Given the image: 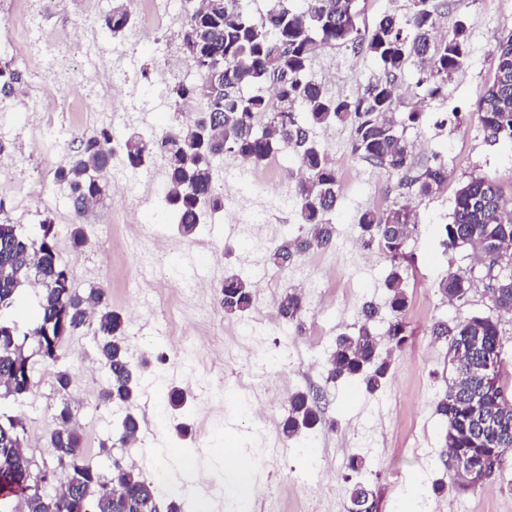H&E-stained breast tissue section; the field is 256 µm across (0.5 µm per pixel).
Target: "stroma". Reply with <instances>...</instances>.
I'll return each instance as SVG.
<instances>
[{"label": "stroma", "mask_w": 512, "mask_h": 512, "mask_svg": "<svg viewBox=\"0 0 512 512\" xmlns=\"http://www.w3.org/2000/svg\"><path fill=\"white\" fill-rule=\"evenodd\" d=\"M113 5L114 0H46L44 26L68 27L79 34L86 26L98 25ZM459 20L467 27V65L449 82L437 107L426 109L421 127L405 132L414 145L415 167L436 158L445 164L448 181L438 194L417 198L400 186L397 177L356 160L350 152L348 129L319 127L313 139L335 158L342 186L332 216L336 238L330 247L310 253L283 271L270 264L266 255H254L252 249L244 247L242 234L227 236L221 225L204 226L201 239L218 240L226 251L216 267L209 257H202L203 268H214L220 277L229 271L258 275L267 285L266 301L270 304L290 288L307 294L319 292L318 314H303L300 327L279 320L265 326L258 345L244 343L238 337L242 319L225 316L215 301L179 300L177 290L168 287L162 277L154 279V289L147 295L150 314L136 316L141 264L138 253L126 251L120 242L134 236L138 224H160L166 235H175L176 226L164 205L143 206L133 196L124 200L104 196L85 220L89 243L80 251L72 247L68 225H58V255L75 287L85 291L100 281H109L112 307L127 319L129 357L145 366L139 394L147 402L135 404L133 411L140 420L149 421L152 433L142 444L118 445L110 453L101 452L100 442L107 440L125 411L99 402L105 376L95 343L97 324L92 321L65 338L60 366L39 365L31 394L19 402L5 400L6 408L25 415L29 446L49 455L52 417L67 401L81 422L86 462L106 468L113 460L133 456L141 476L148 480H153L156 468H165L169 481L154 485L162 500L168 498L172 481L181 477L189 462L206 471L210 482L232 492L222 462L225 449L235 448L252 466L255 485L251 504L255 507L270 496L277 501V512H348L346 462L350 455L360 454L369 462L365 477L376 496L378 512H512V455L506 456L501 469L482 488L440 495L432 490L444 476L441 459L447 451L435 400L446 389L450 367L446 346L430 336L428 327L438 318L452 321L487 310L479 283L481 265L474 262L471 250L444 252L437 227L449 222L455 194L470 177L492 175L505 197L512 199V145L487 142L472 116L478 91L493 79L489 51L498 38L512 33V0H448L444 25L451 27ZM168 42L164 31L145 25L137 45L133 81L116 83L110 89L117 101H124L129 94L144 99L155 95L158 75L168 67ZM329 68L336 71L329 94L351 98L377 72L378 64L363 52L340 48L332 56L320 54L311 66V75L320 78ZM455 108L464 113V120L438 128L437 112ZM0 122L29 141L21 174L29 209H15L12 196L0 192V214L28 231L69 207L65 188L53 184L52 178L55 169L64 164L70 145H45L31 138L33 118L21 104ZM378 198L387 205L398 202L413 206L419 229L406 247L413 257L405 312L408 339L393 357L385 389L371 395L356 381L327 383L314 363L327 357L337 334L358 326L364 302L382 306L387 301L384 281L389 260L375 249L358 256L349 247L359 236L360 212ZM451 271L476 282L465 299L452 303L437 291L438 282ZM194 321L207 324L212 342L223 345V363L213 365L198 358L190 340L183 352L171 353L175 324ZM60 367L73 376V385L66 392L54 383V373ZM193 375L208 378L218 397L208 403L191 398L183 409L170 410L166 405L168 389L185 387ZM257 378L268 385L287 383L292 392L323 391L324 416L333 421V428L317 431L311 438L284 441L279 424L287 413L288 401L281 396L269 402L265 431L257 433L248 413L236 407L243 385Z\"/></svg>", "instance_id": "35a3bbf8"}]
</instances>
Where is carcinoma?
Segmentation results:
<instances>
[{
	"instance_id": "obj_1",
	"label": "carcinoma",
	"mask_w": 512,
	"mask_h": 512,
	"mask_svg": "<svg viewBox=\"0 0 512 512\" xmlns=\"http://www.w3.org/2000/svg\"><path fill=\"white\" fill-rule=\"evenodd\" d=\"M358 0H303L290 7L288 0H273L257 19L243 0H202L187 11L180 27V50L193 73L188 81L167 86L173 104L186 99L202 103L208 127L188 121L161 131H132L116 139L112 129L101 128L74 141L65 166L53 178L64 185L72 202L71 240L76 248L86 243L83 217L110 188L112 143L126 162L140 167L156 157L164 160L165 201L178 222L180 236L192 240L203 215L224 209V195L215 189L214 176L224 155L262 163L280 149L294 152L301 178L291 189L294 211L306 226L303 235L283 238L269 250L268 260L281 270L306 253L327 246L335 227L329 221L338 192V172L328 153L311 138L312 129L341 125L350 129L351 153L399 178L416 197H429L445 185L448 171L440 163L413 173V148L399 129L419 127L424 113H398L403 92L399 82L405 69L416 68V95H443L448 82L468 59L465 25L461 22L438 37L445 4L411 0L408 11L385 14L372 25L360 21ZM131 15L124 3L112 7L101 26L119 36ZM361 50L377 61L378 76L361 85L351 99L328 94L322 83L309 77L315 58L326 48ZM493 81L480 89L477 120L495 142L512 143V34L493 45ZM358 225L363 240L389 259L385 279L391 318L386 336L398 349L406 338L403 318L407 307L408 255L405 244L417 226L408 205L368 208ZM444 251L474 248L483 243L484 288L494 289L488 312L437 319L432 335L448 347L452 377L438 397L436 412L445 423L447 458L442 464L448 483L455 486L451 463L470 466L481 477L487 463L512 453V398L505 395L501 362L488 357L501 347V317L512 314V209L505 206L500 185L484 174L470 178L456 193L451 222L439 230ZM38 289L37 316L19 327L16 312L24 304L23 290ZM253 282L239 274L224 276L218 293L224 313L243 317L253 306ZM473 288L469 277L452 273L438 284L448 301L462 300ZM303 310L301 293L290 289L278 301L279 314L292 324ZM96 317V341L105 387V405L132 407L137 399V367L127 356L124 320L112 310L108 288L101 284L85 292L72 287L67 270L57 259L54 224L45 220L25 233L7 218H0V400L22 399L34 387L35 363L23 352L26 341L35 344L46 364L60 361L65 337ZM378 309L362 308V322L350 333L336 337L327 358L326 381L357 379L374 393L386 387L391 357L382 355L372 324ZM324 396L298 390L288 396V415L281 424L286 440L302 430L326 423ZM139 423L126 415L112 437L126 445ZM26 424L19 414L0 412V512H182L172 499L158 503L153 484L134 466L112 464L106 470L84 460L83 437L69 403L53 417L49 442L53 463L41 466L27 455ZM350 512H376L373 493L357 481L349 489Z\"/></svg>"
}]
</instances>
